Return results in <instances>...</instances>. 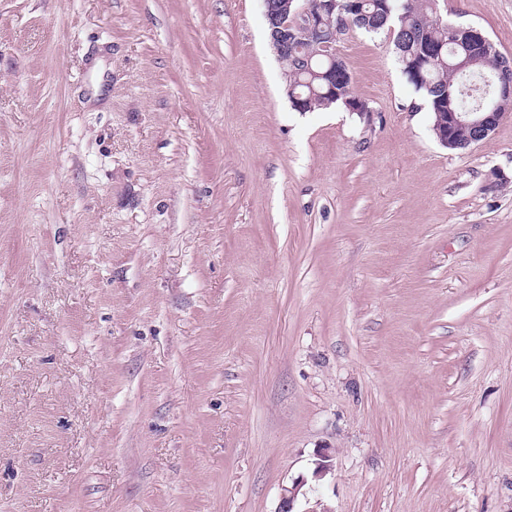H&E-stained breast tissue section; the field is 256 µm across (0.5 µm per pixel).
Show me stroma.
<instances>
[{
    "label": "stroma",
    "mask_w": 512,
    "mask_h": 512,
    "mask_svg": "<svg viewBox=\"0 0 512 512\" xmlns=\"http://www.w3.org/2000/svg\"><path fill=\"white\" fill-rule=\"evenodd\" d=\"M336 49L366 114L258 0H0V512H512V118L447 149ZM304 485L305 481L301 479L300 481L294 482L291 487H285L281 494L279 508L276 512H330L318 499L315 501L314 506L307 507L306 505L310 504V500L305 499V508H297L298 496Z\"/></svg>",
    "instance_id": "1"
}]
</instances>
